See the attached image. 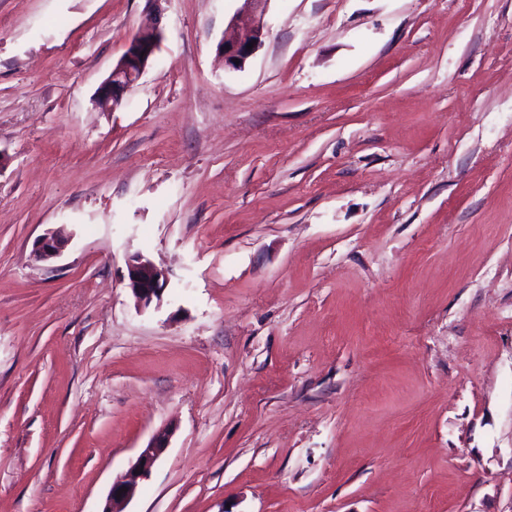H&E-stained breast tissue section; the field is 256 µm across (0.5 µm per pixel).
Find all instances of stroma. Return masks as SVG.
Masks as SVG:
<instances>
[{"mask_svg": "<svg viewBox=\"0 0 512 512\" xmlns=\"http://www.w3.org/2000/svg\"><path fill=\"white\" fill-rule=\"evenodd\" d=\"M241 6L0 0V512H512V0ZM243 7L230 21L232 34L220 43L224 65L234 70L241 69L262 43L265 36L262 15L268 0H243ZM247 45L252 49H247ZM229 46V49H226ZM238 59L239 64H235ZM158 23L155 18L151 26L139 30L129 41L126 51L98 89L96 100L102 108L115 109L123 93L132 88L145 71L161 41ZM64 246L61 238L46 233L34 242V254L41 261H51L61 254ZM128 287L142 309L159 299L166 285L165 273L139 253L128 256L126 261ZM171 432L172 429L168 428L153 436L136 460L130 464L123 478L112 485L109 505L102 512H123L117 510L116 506L132 499L141 481L149 476L155 462L168 447ZM134 471H138V474H134ZM123 487H126L127 491L118 494L119 489Z\"/></svg>", "mask_w": 512, "mask_h": 512, "instance_id": "obj_1", "label": "stroma"}]
</instances>
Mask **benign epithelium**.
I'll return each mask as SVG.
<instances>
[{
    "label": "benign epithelium",
    "instance_id": "obj_1",
    "mask_svg": "<svg viewBox=\"0 0 512 512\" xmlns=\"http://www.w3.org/2000/svg\"><path fill=\"white\" fill-rule=\"evenodd\" d=\"M268 0H244L243 7L230 21L232 34L222 40L220 50L224 65L238 70L253 55L265 36L262 15ZM158 22L139 30L129 41L126 51L102 82L96 96L97 103L107 109L117 107L123 93L132 88L154 57L161 41ZM64 248V241L46 233L34 242V254L41 261L57 258ZM128 287L141 308H148L160 298L166 285L165 273L139 253L128 256L126 261ZM172 429L168 428L153 436L148 445L130 464L123 478L112 485L109 505L103 512H119L117 505L134 496L141 481L145 480L155 462L168 447ZM126 491L119 492V489Z\"/></svg>",
    "mask_w": 512,
    "mask_h": 512
}]
</instances>
